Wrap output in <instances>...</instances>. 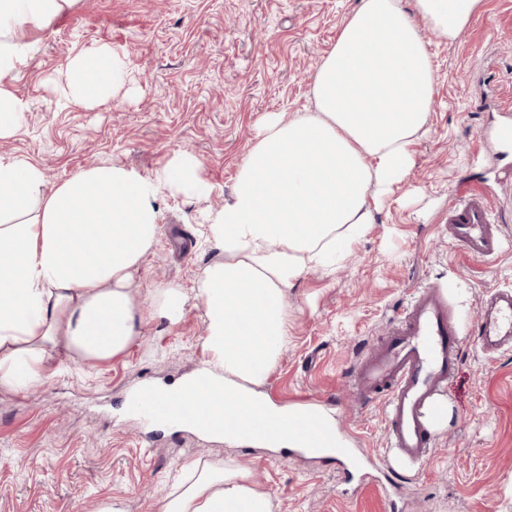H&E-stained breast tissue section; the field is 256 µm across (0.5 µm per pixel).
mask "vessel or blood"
<instances>
[{
    "label": "vessel or blood",
    "instance_id": "obj_1",
    "mask_svg": "<svg viewBox=\"0 0 512 512\" xmlns=\"http://www.w3.org/2000/svg\"><path fill=\"white\" fill-rule=\"evenodd\" d=\"M444 230L462 255L475 261L497 259L504 241L483 189L462 184L448 205ZM475 344L492 357L512 347V289L493 287L482 295L477 309ZM460 338L448 299L439 287L417 289L403 307L390 338L351 368V382L364 399L385 397L383 410L387 453L375 456L354 447L336 426L316 420L308 428L312 439L336 441V463L360 483L373 485L392 497L399 483L390 464L399 458L414 466L431 453L428 431L441 409L439 395L459 362ZM132 410L143 419L164 420L165 411L149 390L131 400Z\"/></svg>",
    "mask_w": 512,
    "mask_h": 512
}]
</instances>
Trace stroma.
Segmentation results:
<instances>
[{
    "instance_id": "1",
    "label": "stroma",
    "mask_w": 512,
    "mask_h": 512,
    "mask_svg": "<svg viewBox=\"0 0 512 512\" xmlns=\"http://www.w3.org/2000/svg\"><path fill=\"white\" fill-rule=\"evenodd\" d=\"M359 0H76L35 33L34 58L11 82L30 104L0 154L39 164L48 187L78 171L117 164L153 174L178 152L202 162L203 197L161 192L158 244L133 286L175 283L188 298L177 323L146 319L137 342L107 362L64 361L28 392L0 389V512H160L182 469L199 458L248 468L273 512H388L374 488L353 491L335 462L285 450L231 447L127 413L128 394L168 386L209 359L192 291L222 250L206 219L223 208L238 168L272 112L312 108L310 85ZM434 61V103L414 165L366 235L328 273L310 268L290 288L288 344L261 390L330 397L337 427L383 453L382 404L361 400L349 369L387 336L415 290L448 296L462 342L456 375L433 424L435 446L402 488L401 512H512V349L485 356L474 343L486 288L512 287V0H484L451 43L423 31ZM106 46L126 79L106 102L84 107L56 85L68 60ZM488 192L505 252L475 262L441 224L463 181Z\"/></svg>"
}]
</instances>
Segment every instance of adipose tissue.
Masks as SVG:
<instances>
[{"instance_id": "adipose-tissue-1", "label": "adipose tissue", "mask_w": 512, "mask_h": 512, "mask_svg": "<svg viewBox=\"0 0 512 512\" xmlns=\"http://www.w3.org/2000/svg\"><path fill=\"white\" fill-rule=\"evenodd\" d=\"M75 0H0V139L27 102L10 88L31 61L28 36ZM483 0H359L314 74V109L269 115L240 164L209 236L228 259L196 285L210 354L208 384L178 380L158 394L170 413L204 422L212 437L324 455L301 438L305 412L255 392L288 343L285 294L308 266L333 267L363 237L391 188L413 165L411 146L433 103L432 56L422 30L451 42ZM125 80L102 48L72 57L57 93L91 106ZM194 155L179 152L154 175L121 165L82 170L47 189L43 169L0 154V388L13 392L58 371L62 357L99 363L125 352L145 316L178 322L186 294L154 288L143 311L132 280L158 243L160 191L207 193ZM162 512H273L247 468L207 459L185 468Z\"/></svg>"}]
</instances>
